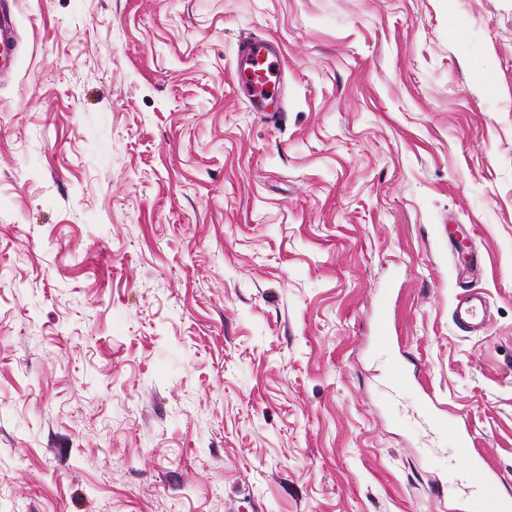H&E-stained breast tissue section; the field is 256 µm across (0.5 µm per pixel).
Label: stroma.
<instances>
[{
  "instance_id": "obj_1",
  "label": "stroma",
  "mask_w": 512,
  "mask_h": 512,
  "mask_svg": "<svg viewBox=\"0 0 512 512\" xmlns=\"http://www.w3.org/2000/svg\"><path fill=\"white\" fill-rule=\"evenodd\" d=\"M15 21L0 512H448L467 467L435 412L501 473L483 494L512 491V0ZM246 35L279 47L271 119ZM467 293L484 331L454 323ZM246 57V64L248 67L245 72V78L243 80L245 91L247 93L248 99L251 104H255L257 108H265L268 105H271L277 98L279 92V85L281 80V63L280 56L278 53L273 52L268 47V44L265 40H251L244 39L243 41V59ZM262 59L268 63L269 68H273L278 75V89L276 93L271 97H265L263 94V88L260 83L257 82L259 76L253 75V78H250L249 68L252 61L255 59ZM247 71V76H246Z\"/></svg>"
}]
</instances>
